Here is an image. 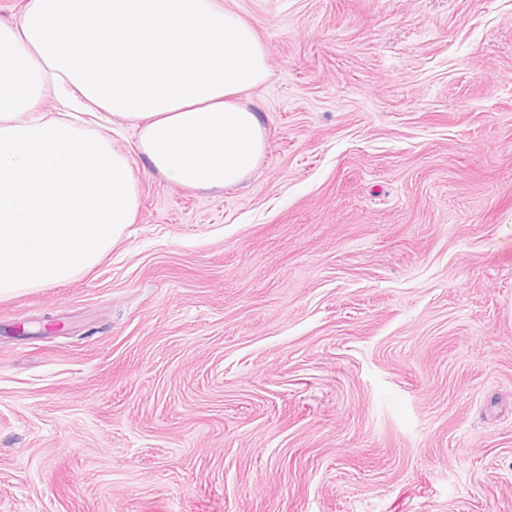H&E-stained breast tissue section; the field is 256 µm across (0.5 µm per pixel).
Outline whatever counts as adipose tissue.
Here are the masks:
<instances>
[{"label":"adipose tissue","mask_w":512,"mask_h":512,"mask_svg":"<svg viewBox=\"0 0 512 512\" xmlns=\"http://www.w3.org/2000/svg\"><path fill=\"white\" fill-rule=\"evenodd\" d=\"M268 75L223 0H27L0 22V298L92 269L134 222L138 178L111 137L59 108L128 122L173 185L222 190L257 167L259 113L234 95Z\"/></svg>","instance_id":"1"}]
</instances>
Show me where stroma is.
<instances>
[{
	"label": "stroma",
	"instance_id": "35a3bbf8",
	"mask_svg": "<svg viewBox=\"0 0 512 512\" xmlns=\"http://www.w3.org/2000/svg\"><path fill=\"white\" fill-rule=\"evenodd\" d=\"M224 5L265 154L125 130L134 224L0 300V512H512V0Z\"/></svg>",
	"mask_w": 512,
	"mask_h": 512
}]
</instances>
